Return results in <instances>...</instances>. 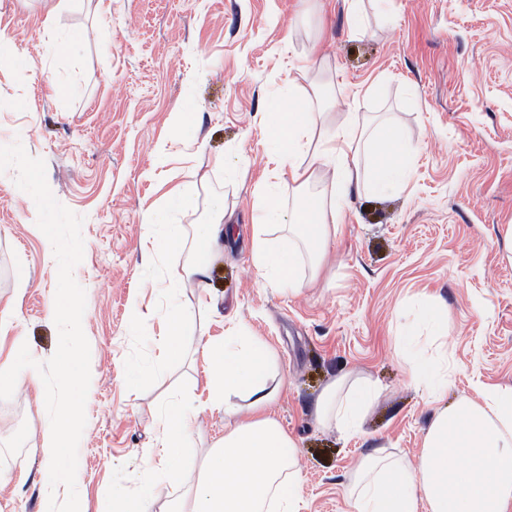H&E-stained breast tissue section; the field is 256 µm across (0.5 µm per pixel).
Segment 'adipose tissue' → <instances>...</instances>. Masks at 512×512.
Here are the masks:
<instances>
[{
    "label": "adipose tissue",
    "instance_id": "obj_1",
    "mask_svg": "<svg viewBox=\"0 0 512 512\" xmlns=\"http://www.w3.org/2000/svg\"><path fill=\"white\" fill-rule=\"evenodd\" d=\"M331 112L328 105L314 107L305 92L270 101L264 114L272 142V177L287 179L296 193L311 181H326L337 194L336 204L317 200L312 209L297 213L266 204L272 186L260 187L257 193L251 236L254 265L260 279L293 292L303 286L297 274L300 258L320 266L337 205L364 191L383 197L403 189L416 163V149L393 123L375 133L385 144L384 152L371 153L367 162H360L366 129L349 121L328 133L314 165L302 166L300 156L318 136L319 122ZM191 204L189 197L171 193L167 207L157 209L146 224V260L177 251L187 240L193 245L191 263L168 272L176 289L206 288L212 255L237 232L235 225L225 223L220 199L212 206L213 220L195 225L192 232L168 223V208ZM274 228L282 232L284 246L271 239ZM195 315L194 308L171 300L153 370L183 353L181 328ZM197 347L210 361L207 398L201 404L192 399L162 402L155 450L137 473V494L122 498L119 512H149L159 482L182 480L176 461L192 444L190 427L202 408L223 414L224 434L186 491L168 502L166 512H301L298 444L270 414L284 389L283 383L270 381L273 350L239 324L225 331L222 339L201 341ZM340 387L337 381L325 387L316 402L315 420L322 425L334 414L345 430H358L375 394L365 386L340 405ZM347 494L351 512H512V389H488L479 399L462 396L451 406L435 409L416 465L394 458L386 449H374L353 468Z\"/></svg>",
    "mask_w": 512,
    "mask_h": 512
}]
</instances>
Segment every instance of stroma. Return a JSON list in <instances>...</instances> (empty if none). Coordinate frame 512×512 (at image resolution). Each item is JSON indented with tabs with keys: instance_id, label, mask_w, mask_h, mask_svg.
Masks as SVG:
<instances>
[{
	"instance_id": "1",
	"label": "stroma",
	"mask_w": 512,
	"mask_h": 512,
	"mask_svg": "<svg viewBox=\"0 0 512 512\" xmlns=\"http://www.w3.org/2000/svg\"><path fill=\"white\" fill-rule=\"evenodd\" d=\"M50 7L0 0V35L18 49L17 64L0 65V145L18 140L43 159L54 197L84 219L74 278L86 292L91 383L76 483L90 512H112L114 492L137 493L159 405L203 394L194 341L237 323L276 353L286 388L272 413L298 443L303 512H350L348 476L373 449L415 462L434 406L397 340L410 329L429 345L427 304L448 319L443 403L512 388V0H362L361 31L350 0H104L61 14L53 38ZM293 60L335 99L330 125L387 112L418 150L404 190L352 197L319 269L300 263L297 293L260 282L251 254L254 189L268 177L263 114L287 96ZM185 98L196 110L178 130L169 116ZM14 177L0 174V310L15 308L0 363L20 338L44 363L58 346L57 263ZM177 187L195 205L174 223L208 222L220 196L239 233L210 262L217 306L187 324L190 348L135 377L161 334L165 270L189 257L143 262V226ZM342 376L381 392L352 436L314 420L319 393ZM46 417L42 381L0 400V512L44 508ZM223 433V415L200 412L179 466L199 467Z\"/></svg>"
}]
</instances>
